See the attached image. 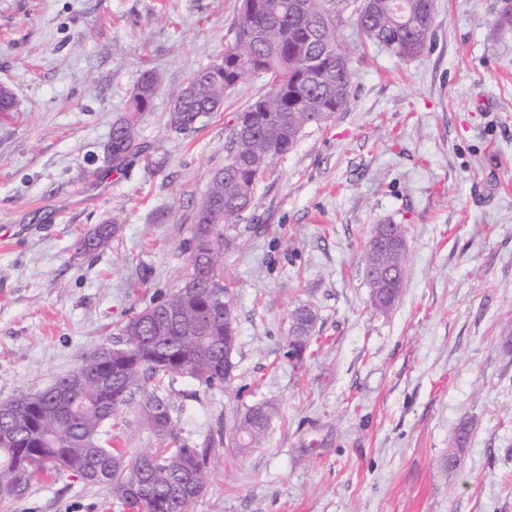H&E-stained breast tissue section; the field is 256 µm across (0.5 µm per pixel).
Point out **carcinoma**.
Segmentation results:
<instances>
[{"label": "carcinoma", "instance_id": "obj_1", "mask_svg": "<svg viewBox=\"0 0 512 512\" xmlns=\"http://www.w3.org/2000/svg\"><path fill=\"white\" fill-rule=\"evenodd\" d=\"M345 29L412 59L433 38V0H242L224 63L199 71L174 97L168 117L172 128L191 129L247 75H270L269 91L236 116L224 168L198 204L180 286L133 312L116 341L100 344L52 387L0 401V502L32 480L68 474L106 489L129 512H193L210 481L209 459L224 440L184 436L170 388L177 376L209 389H227L233 380L237 330L224 284V225L257 207V184L305 129L349 106L355 70ZM158 87L154 73L139 78L128 115L112 126V159L136 146L138 120L152 109ZM114 231L113 224L99 225L76 243V254L105 247ZM364 263L383 267L369 286L391 304L393 289L403 288L407 256L367 246ZM114 348L125 356L112 357ZM131 405L157 447L112 442ZM275 415L265 403L248 407L230 444L259 447Z\"/></svg>", "mask_w": 512, "mask_h": 512}]
</instances>
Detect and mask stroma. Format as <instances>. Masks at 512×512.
Returning a JSON list of instances; mask_svg holds the SVG:
<instances>
[{"label":"stroma","instance_id":"1","mask_svg":"<svg viewBox=\"0 0 512 512\" xmlns=\"http://www.w3.org/2000/svg\"><path fill=\"white\" fill-rule=\"evenodd\" d=\"M498 0H433L414 59L378 47L351 104L305 131L225 227L238 337L230 389L179 376L184 436L232 435L272 403L261 447L216 449L194 512H512V33ZM240 0H0V401L51 385L130 311L177 288L197 206L223 168L250 76L190 131L173 97L234 40ZM140 149L106 146L142 73ZM116 221L100 250L76 242ZM403 224L405 285L376 313L375 225ZM316 314L302 360L291 315ZM469 434L455 441L460 425ZM62 475L0 512H126Z\"/></svg>","mask_w":512,"mask_h":512}]
</instances>
